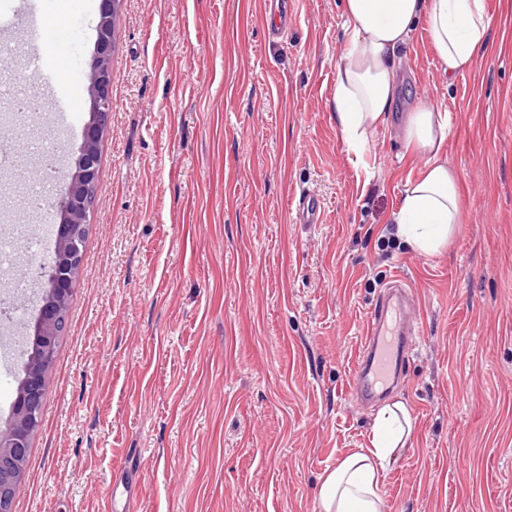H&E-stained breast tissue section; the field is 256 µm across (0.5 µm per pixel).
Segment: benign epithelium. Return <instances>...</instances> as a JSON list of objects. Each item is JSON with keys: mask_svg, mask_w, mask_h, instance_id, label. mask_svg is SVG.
I'll return each mask as SVG.
<instances>
[{"mask_svg": "<svg viewBox=\"0 0 512 512\" xmlns=\"http://www.w3.org/2000/svg\"><path fill=\"white\" fill-rule=\"evenodd\" d=\"M120 2L101 0L96 50L86 74L92 116L74 167L56 202L60 222L52 262L27 267L36 280L47 286L46 303L37 323L40 353L29 359L26 377L17 387L11 416L0 421V512H12L13 500L23 482L30 440L44 409L45 368L52 363L57 341L63 335L71 284L82 262L88 218L98 191L99 146L112 112L110 55Z\"/></svg>", "mask_w": 512, "mask_h": 512, "instance_id": "obj_1", "label": "benign epithelium"}]
</instances>
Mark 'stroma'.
<instances>
[{
	"label": "stroma",
	"mask_w": 512,
	"mask_h": 512,
	"mask_svg": "<svg viewBox=\"0 0 512 512\" xmlns=\"http://www.w3.org/2000/svg\"><path fill=\"white\" fill-rule=\"evenodd\" d=\"M449 77L425 25L400 49L395 117L448 110L462 224L428 256L391 217L424 160L396 128L357 175L329 108L341 0H122L113 108L67 328L13 512H319V478L364 447L349 391L387 281L416 298L393 398L415 420L385 512H512V0ZM58 83L90 118L99 0H40ZM322 223L299 224L301 189Z\"/></svg>",
	"instance_id": "stroma-1"
}]
</instances>
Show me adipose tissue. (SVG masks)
<instances>
[{
    "label": "adipose tissue",
    "mask_w": 512,
    "mask_h": 512,
    "mask_svg": "<svg viewBox=\"0 0 512 512\" xmlns=\"http://www.w3.org/2000/svg\"><path fill=\"white\" fill-rule=\"evenodd\" d=\"M343 39L335 62L330 109L356 169L370 173L368 145L390 123L396 94V55L418 23H425L439 64L449 76L475 65L493 25L485 0H344ZM448 111L421 103L406 113L402 137L408 151L425 156L420 175L406 185L392 215L396 233L415 251L436 255L460 230L458 175L444 148ZM414 420L405 402L380 406L368 445L339 458L320 478V512H385L382 479L407 448Z\"/></svg>",
    "instance_id": "ef3b65f1"
}]
</instances>
